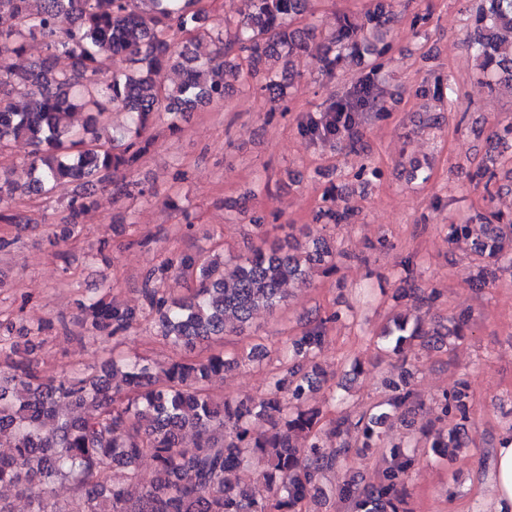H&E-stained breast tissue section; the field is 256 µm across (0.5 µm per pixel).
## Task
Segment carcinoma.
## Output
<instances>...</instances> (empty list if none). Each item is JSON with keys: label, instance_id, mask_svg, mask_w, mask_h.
<instances>
[{"label": "carcinoma", "instance_id": "carcinoma-1", "mask_svg": "<svg viewBox=\"0 0 512 512\" xmlns=\"http://www.w3.org/2000/svg\"><path fill=\"white\" fill-rule=\"evenodd\" d=\"M240 3L237 15L221 17L198 0H0V21L7 23L0 26V150L20 142L28 147L25 183L13 182L15 167L0 166V223L30 222L15 208L14 195L48 196L72 185L68 222L50 240L57 247L95 206V188L113 186L128 199L152 194L116 178L142 163L151 142L141 131L156 114L179 129L198 104L223 103L228 77L242 70L259 78L256 90L276 102L299 76L292 58L300 53L320 52L323 72L332 75L349 58L377 69L389 48L391 0H371L360 23L340 16L329 35L314 25L294 26L308 0ZM466 37L488 89L512 88V0H482ZM30 40L41 42L43 55L23 69L13 58ZM119 54L132 57L131 69H112ZM62 56L65 68L57 67ZM169 70L180 80L166 83ZM380 100L368 77L339 120L305 124L303 132L353 149L350 132ZM114 112L129 114L132 127L105 136ZM76 113L84 115L79 126ZM319 215L325 225L351 224L354 211L336 205L333 187ZM448 242L476 257L472 282L484 288L503 264L512 266V214L476 210L464 223L448 225ZM343 258L352 255L321 235L303 246L272 243L227 260L213 248L167 258L144 273L138 307L92 299L81 305L76 324L114 337L146 321L180 355L163 363L114 356L100 375L78 372L62 381L43 375L35 341L42 326L16 332L0 320V361L9 369L0 375V446L9 448L0 453V483L28 491L30 512H48L57 479L73 483L74 498L54 512H298L309 498L320 504L336 497L350 512H410L407 484L419 458L390 425L419 413L425 399L406 365L418 360L417 348L451 346L468 327L467 314L448 327L393 311L377 337L381 354L402 362L401 378L357 416L342 408L344 397L315 396L322 375L316 358L336 313L310 319L287 337L259 398L218 399L209 382L231 367L262 365L269 357L264 347L242 357L192 356L198 345L242 331L258 311L275 310L286 286L307 287L312 273L334 272ZM171 274L193 284L188 294L175 297L163 288ZM439 298L434 288L392 294L396 303L411 300L415 310L430 309ZM431 403L441 427L426 432L423 447L444 456L468 447L469 383L458 381ZM351 448H387L389 455L382 456L376 481L328 486V474L343 466ZM143 459L155 470L148 485L138 474ZM243 468L256 473V485L241 484Z\"/></svg>", "mask_w": 512, "mask_h": 512}]
</instances>
